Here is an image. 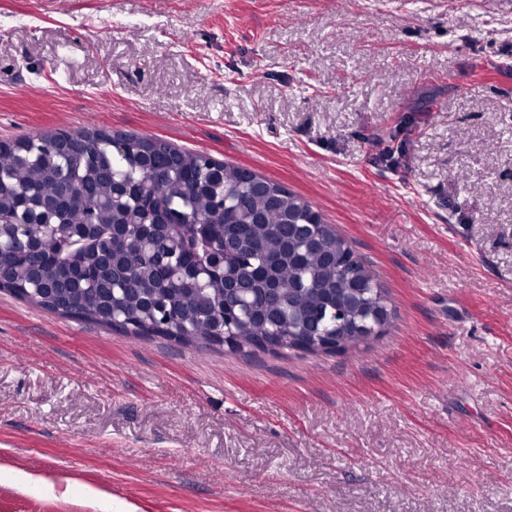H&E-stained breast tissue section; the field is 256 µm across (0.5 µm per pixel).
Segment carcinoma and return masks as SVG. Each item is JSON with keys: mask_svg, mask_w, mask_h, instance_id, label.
<instances>
[{"mask_svg": "<svg viewBox=\"0 0 512 512\" xmlns=\"http://www.w3.org/2000/svg\"><path fill=\"white\" fill-rule=\"evenodd\" d=\"M243 171L157 137L99 128L0 140V290L49 311L43 289L54 288V303L89 322L115 298L134 336L171 312L164 335L203 347L215 325L210 313H224L228 274L253 288L254 316L234 323L244 343L287 338L302 325L320 336L346 325L352 336L369 335L374 273L356 260L366 305L347 307L350 244L327 229L323 247L308 249L304 233L320 215L267 177L259 176L265 187L252 186ZM13 224L26 225L29 248L12 238ZM83 224L99 225L98 235L68 243ZM227 237L239 250L188 293L199 264ZM272 287L278 299L268 302Z\"/></svg>", "mask_w": 512, "mask_h": 512, "instance_id": "carcinoma-1", "label": "carcinoma"}]
</instances>
